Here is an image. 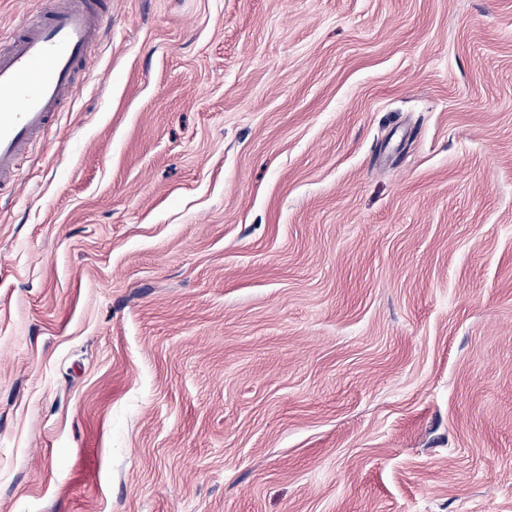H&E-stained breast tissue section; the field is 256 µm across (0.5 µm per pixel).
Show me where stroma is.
<instances>
[{"instance_id": "1", "label": "stroma", "mask_w": 512, "mask_h": 512, "mask_svg": "<svg viewBox=\"0 0 512 512\" xmlns=\"http://www.w3.org/2000/svg\"><path fill=\"white\" fill-rule=\"evenodd\" d=\"M0 195V512H512V0H114Z\"/></svg>"}]
</instances>
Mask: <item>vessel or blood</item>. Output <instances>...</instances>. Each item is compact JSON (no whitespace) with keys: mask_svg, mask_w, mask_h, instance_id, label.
Returning a JSON list of instances; mask_svg holds the SVG:
<instances>
[{"mask_svg":"<svg viewBox=\"0 0 512 512\" xmlns=\"http://www.w3.org/2000/svg\"><path fill=\"white\" fill-rule=\"evenodd\" d=\"M112 0H44L24 25L0 33V190L18 191L20 161L66 109Z\"/></svg>","mask_w":512,"mask_h":512,"instance_id":"vessel-or-blood-1","label":"vessel or blood"}]
</instances>
